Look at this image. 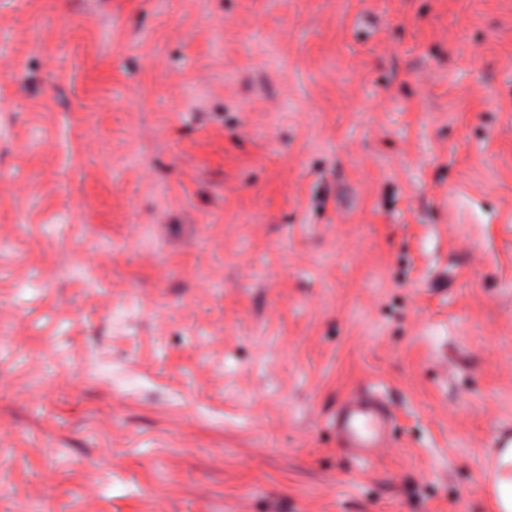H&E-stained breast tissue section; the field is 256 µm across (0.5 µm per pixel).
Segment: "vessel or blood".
Instances as JSON below:
<instances>
[{
    "label": "vessel or blood",
    "instance_id": "vessel-or-blood-1",
    "mask_svg": "<svg viewBox=\"0 0 512 512\" xmlns=\"http://www.w3.org/2000/svg\"><path fill=\"white\" fill-rule=\"evenodd\" d=\"M386 418L372 399L357 397L342 409L339 427L347 447L368 454L386 440Z\"/></svg>",
    "mask_w": 512,
    "mask_h": 512
}]
</instances>
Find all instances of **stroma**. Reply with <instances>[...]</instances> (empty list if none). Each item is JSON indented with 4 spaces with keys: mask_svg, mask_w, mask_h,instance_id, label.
<instances>
[{
    "mask_svg": "<svg viewBox=\"0 0 512 512\" xmlns=\"http://www.w3.org/2000/svg\"><path fill=\"white\" fill-rule=\"evenodd\" d=\"M509 428L512 0H0V512H492ZM386 418L370 398L349 400L342 409L339 427L347 448L369 454L386 441Z\"/></svg>",
    "mask_w": 512,
    "mask_h": 512,
    "instance_id": "obj_1",
    "label": "stroma"
}]
</instances>
